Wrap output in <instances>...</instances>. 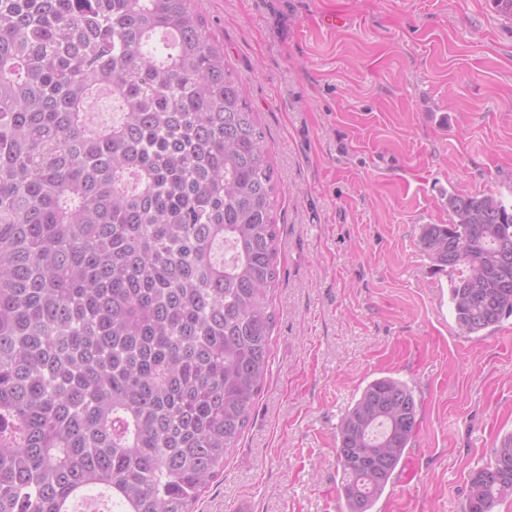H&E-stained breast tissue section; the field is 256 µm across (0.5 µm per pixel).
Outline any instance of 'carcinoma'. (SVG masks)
Here are the masks:
<instances>
[{
    "instance_id": "carcinoma-1",
    "label": "carcinoma",
    "mask_w": 512,
    "mask_h": 512,
    "mask_svg": "<svg viewBox=\"0 0 512 512\" xmlns=\"http://www.w3.org/2000/svg\"><path fill=\"white\" fill-rule=\"evenodd\" d=\"M112 95L119 118L94 121ZM278 184L193 0H0V512H195L266 380ZM419 244L470 336L512 316V207L444 194ZM418 426L384 376L343 416L345 512ZM512 496V434L467 512Z\"/></svg>"
}]
</instances>
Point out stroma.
I'll return each mask as SVG.
<instances>
[{"instance_id":"35a3bbf8","label":"stroma","mask_w":512,"mask_h":512,"mask_svg":"<svg viewBox=\"0 0 512 512\" xmlns=\"http://www.w3.org/2000/svg\"><path fill=\"white\" fill-rule=\"evenodd\" d=\"M247 86L282 187L271 368L195 512H334L337 426L372 380L419 399L374 512H466L512 434V317L457 331L418 243L443 195L512 204V20L492 0H195ZM335 15V27L322 19Z\"/></svg>"}]
</instances>
